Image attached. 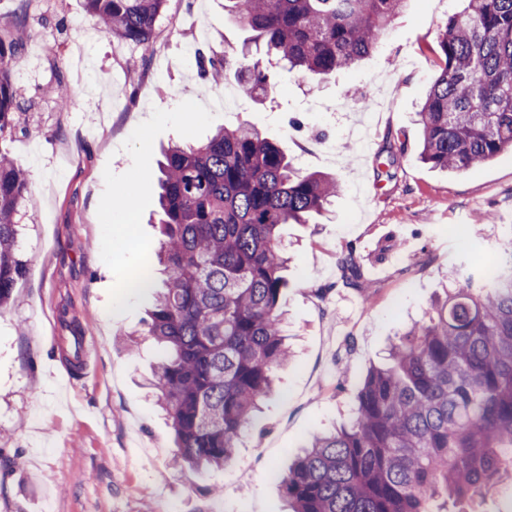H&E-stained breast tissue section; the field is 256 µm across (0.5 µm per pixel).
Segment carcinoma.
<instances>
[{"mask_svg": "<svg viewBox=\"0 0 512 512\" xmlns=\"http://www.w3.org/2000/svg\"><path fill=\"white\" fill-rule=\"evenodd\" d=\"M167 0H86L102 32L147 44ZM265 42L269 62L224 49L199 60L202 79L234 77L252 95L271 86L272 62L327 77L368 56L406 0H226ZM24 9L0 38V132L26 101L15 78ZM444 66L417 112L420 160L447 172L512 150V0H466L439 37ZM377 177L394 178L393 147ZM161 234L156 261L167 286L146 322L165 357L153 381L172 422L174 461L221 469L258 404L288 364L279 311L288 257L282 224H307L331 203L336 178L304 173L248 122L206 142L175 145L159 168ZM31 195L27 174L0 157V307L10 303L27 259L16 216ZM487 280L483 266L457 274L427 318L399 335L392 365L360 382L349 423L312 438L279 475L292 512H440L512 479V224ZM344 280L366 292L350 253Z\"/></svg>", "mask_w": 512, "mask_h": 512, "instance_id": "1", "label": "carcinoma"}]
</instances>
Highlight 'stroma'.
Listing matches in <instances>:
<instances>
[{
	"label": "stroma",
	"instance_id": "obj_1",
	"mask_svg": "<svg viewBox=\"0 0 512 512\" xmlns=\"http://www.w3.org/2000/svg\"><path fill=\"white\" fill-rule=\"evenodd\" d=\"M462 7L407 0L359 64L323 79L280 66L273 86L249 97L198 72L197 50L220 58L248 36L224 0H167L146 45L88 40L98 24L85 0H28L31 36L15 73L28 105L0 134L32 193L21 219L30 261L0 309V512H288L279 472L312 434L347 420L358 378L386 364L452 267L497 252L512 224L511 151L461 173L419 159L416 114L440 71L439 35ZM133 59L144 62L135 84ZM242 121L340 188L315 223L279 228L291 257L280 307L293 357L277 395L224 468H180L148 386L164 357L145 325L151 297L130 279L158 247L163 148ZM387 145L397 153L390 180L376 175ZM347 253L370 295L343 281ZM76 331L82 368L71 365ZM53 365L72 368L69 387Z\"/></svg>",
	"mask_w": 512,
	"mask_h": 512
}]
</instances>
